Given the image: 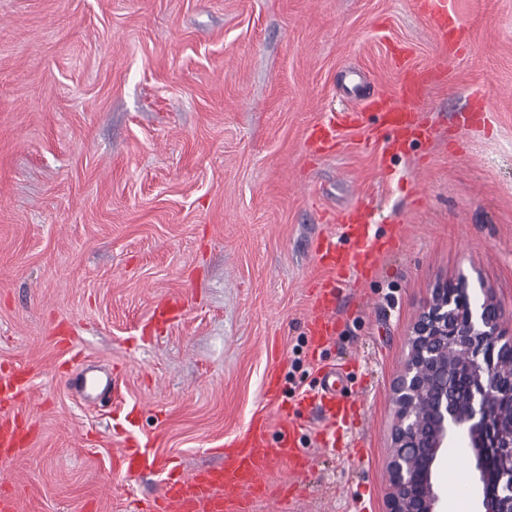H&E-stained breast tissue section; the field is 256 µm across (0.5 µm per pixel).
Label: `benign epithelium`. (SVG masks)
I'll list each match as a JSON object with an SVG mask.
<instances>
[{
	"label": "benign epithelium",
	"instance_id": "obj_1",
	"mask_svg": "<svg viewBox=\"0 0 512 512\" xmlns=\"http://www.w3.org/2000/svg\"><path fill=\"white\" fill-rule=\"evenodd\" d=\"M461 272L432 289L392 389L388 512H442L436 475L464 448L476 512H512V332L494 291Z\"/></svg>",
	"mask_w": 512,
	"mask_h": 512
}]
</instances>
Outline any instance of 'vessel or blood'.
I'll return each mask as SVG.
<instances>
[{
    "label": "vessel or blood",
    "instance_id": "vessel-or-blood-1",
    "mask_svg": "<svg viewBox=\"0 0 512 512\" xmlns=\"http://www.w3.org/2000/svg\"><path fill=\"white\" fill-rule=\"evenodd\" d=\"M417 6L437 32L441 45L448 53H456L459 44L467 41L468 33L449 9L448 0H418ZM435 79V72L428 69L405 70L396 90L368 98L363 111L333 113L316 124L307 139L310 152H332L344 131L359 129L365 131L366 143L381 144L382 155L407 154L433 136L432 127L423 120L419 109ZM393 242V237L374 233L372 214L367 208H345L337 213L335 234L320 238L315 248V260L323 274L312 287L314 304L306 321L312 344L319 347L334 339V313L349 273H372ZM185 307V302L177 299L161 300L155 304L148 324L154 327L172 323L182 316ZM29 387L26 369L0 367V409L12 407ZM343 389L339 368L330 365L322 368L317 387L298 395L296 404L315 409L323 433L332 434L346 426L356 410L355 403L343 399ZM279 391L276 372L268 371L265 405L254 410L245 431L225 440L224 463L217 468L175 477L170 462L160 459L151 440L125 442L117 466L122 478L133 480L147 472L164 476L159 498L138 512H251L254 499L270 494V478L280 467L307 469L311 458L301 444L304 423L286 414L272 420L266 409L267 402L276 399ZM27 445L21 421L1 418L0 463L16 460Z\"/></svg>",
    "mask_w": 512,
    "mask_h": 512
}]
</instances>
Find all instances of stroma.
<instances>
[{"label": "stroma", "mask_w": 512, "mask_h": 512, "mask_svg": "<svg viewBox=\"0 0 512 512\" xmlns=\"http://www.w3.org/2000/svg\"><path fill=\"white\" fill-rule=\"evenodd\" d=\"M470 32L442 48L416 0H0V364L31 390L12 407L32 441L0 465L19 512H131L162 478L121 481L119 401L180 473L221 465L263 379L282 402L346 366L359 406L330 450L308 414L313 465L277 471L286 512H387L391 390L431 288L458 272L493 288L512 330V0H453ZM438 72L421 110L434 138L383 162L357 131L311 155L332 109ZM494 116L462 114L473 92ZM389 164V180L377 174ZM400 246L347 287L338 335L305 323L319 237L356 202ZM183 319L149 329L154 302ZM112 390L84 403L86 366Z\"/></svg>", "instance_id": "stroma-1"}]
</instances>
